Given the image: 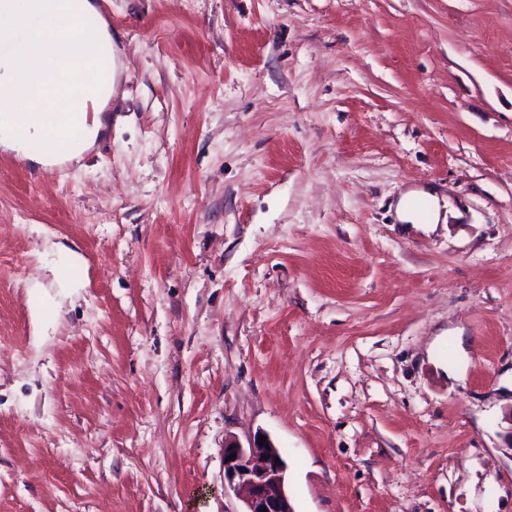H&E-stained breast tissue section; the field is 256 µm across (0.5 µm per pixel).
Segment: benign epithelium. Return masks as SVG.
<instances>
[{
    "instance_id": "benign-epithelium-1",
    "label": "benign epithelium",
    "mask_w": 512,
    "mask_h": 512,
    "mask_svg": "<svg viewBox=\"0 0 512 512\" xmlns=\"http://www.w3.org/2000/svg\"><path fill=\"white\" fill-rule=\"evenodd\" d=\"M232 454L235 459L227 460ZM224 457V491L246 490L243 512H294L286 490V464L271 440L261 445L255 436L247 447L226 440Z\"/></svg>"
}]
</instances>
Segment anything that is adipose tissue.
I'll use <instances>...</instances> for the list:
<instances>
[{"mask_svg":"<svg viewBox=\"0 0 512 512\" xmlns=\"http://www.w3.org/2000/svg\"><path fill=\"white\" fill-rule=\"evenodd\" d=\"M113 73L112 38L91 0H10L0 6V113L28 112L63 95L77 112L94 104L92 119L81 121L78 133L50 130L32 118L19 129L1 130L0 146L40 165L60 154L31 152L32 141L73 136L89 148L104 128Z\"/></svg>","mask_w":512,"mask_h":512,"instance_id":"adipose-tissue-1","label":"adipose tissue"}]
</instances>
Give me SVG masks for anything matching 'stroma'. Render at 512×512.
<instances>
[{
	"mask_svg": "<svg viewBox=\"0 0 512 512\" xmlns=\"http://www.w3.org/2000/svg\"><path fill=\"white\" fill-rule=\"evenodd\" d=\"M109 10L106 131L0 153V512H242L259 432L295 512H512V0ZM416 198L425 199L429 204V214L427 217H424V220H421L416 211L409 206V201ZM398 212L402 221L410 222L411 224H435L439 220L435 198L430 193L422 190L406 194L399 204Z\"/></svg>",
	"mask_w": 512,
	"mask_h": 512,
	"instance_id": "stroma-1",
	"label": "stroma"
}]
</instances>
